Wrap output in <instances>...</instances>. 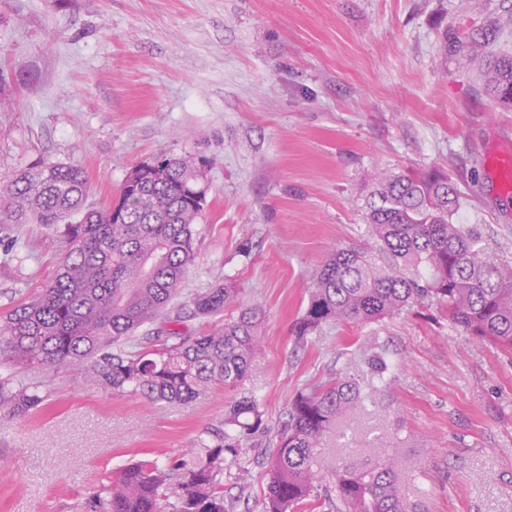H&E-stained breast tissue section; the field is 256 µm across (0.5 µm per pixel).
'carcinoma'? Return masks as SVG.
<instances>
[{
	"mask_svg": "<svg viewBox=\"0 0 512 512\" xmlns=\"http://www.w3.org/2000/svg\"><path fill=\"white\" fill-rule=\"evenodd\" d=\"M510 27L512 16L497 17L469 38L488 42ZM482 78L499 104L512 106V53L490 61ZM199 180L189 157L161 155L132 167L98 207L88 204L94 186L76 164L42 161L0 182V228L41 224L61 243L52 276L0 316V347L14 369L0 377V406L18 416L44 409L48 394L36 373L47 367L151 402L238 387L260 349L256 309L192 335L176 328L184 305L206 323L239 304L236 289L220 281L184 293L205 205L195 199ZM373 184L364 208L373 249L338 248L323 260L294 324L297 340L331 325L379 323L427 301L466 335L512 350V266L490 259L477 226L454 221L462 199L448 174L383 173ZM362 403L351 373L297 392L270 458L262 512H405L393 458L346 464L319 491L321 439ZM262 430L258 400L240 396L227 406L224 430L197 439L167 467L143 460L107 475L82 510L230 512L224 461Z\"/></svg>",
	"mask_w": 512,
	"mask_h": 512,
	"instance_id": "cac0c4a2",
	"label": "carcinoma"
}]
</instances>
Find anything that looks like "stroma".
<instances>
[{"label": "stroma", "mask_w": 512, "mask_h": 512, "mask_svg": "<svg viewBox=\"0 0 512 512\" xmlns=\"http://www.w3.org/2000/svg\"><path fill=\"white\" fill-rule=\"evenodd\" d=\"M470 0H0V179L43 160L81 165L92 203L160 155L192 157L208 187L187 293L223 279L258 307L261 349L239 390L155 404L45 370L50 406L0 408V512H81L106 473L180 458L224 427L239 393L265 429L229 461L234 512H261L269 457L302 387L354 366L377 336L391 386L360 371L364 403L323 441L321 485L342 465L399 462L416 512H512V351L470 339L439 305L377 325L292 327L327 253L369 244L379 173H448L489 252L512 264V197L487 154L512 152V108L453 47L486 17ZM0 264V314L52 274L60 246L20 225Z\"/></svg>", "instance_id": "35a3bbf8"}]
</instances>
